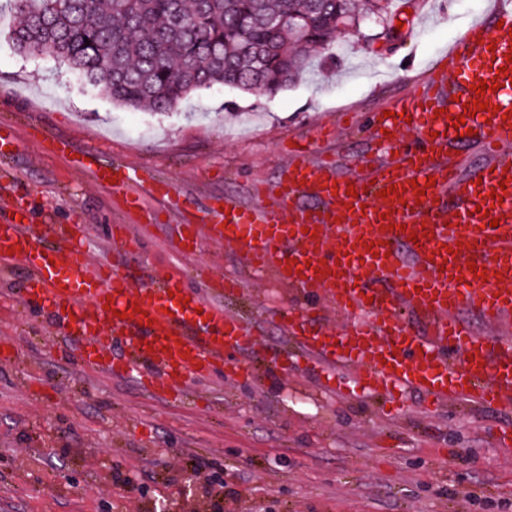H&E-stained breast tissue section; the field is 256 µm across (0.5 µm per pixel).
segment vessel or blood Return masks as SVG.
Returning <instances> with one entry per match:
<instances>
[{"instance_id": "vessel-or-blood-1", "label": "vessel or blood", "mask_w": 512, "mask_h": 512, "mask_svg": "<svg viewBox=\"0 0 512 512\" xmlns=\"http://www.w3.org/2000/svg\"><path fill=\"white\" fill-rule=\"evenodd\" d=\"M495 18V28L469 25L447 61L402 102V115H373L372 145L357 174L337 175L335 159L315 161L297 147L273 188L256 187L257 204L214 197L183 227L182 253L194 252L207 232L239 246L252 269H273L282 283L329 297L348 316L338 333L308 332L311 306L289 311L284 324L329 389L348 373L355 387L395 404L410 392L435 408L512 403V336L503 333L512 326V7ZM482 81L488 89L480 94ZM478 99L488 111L457 127V115ZM476 140L489 159L460 174L450 150ZM94 158L87 150L77 162L98 184L124 189L125 208L145 220L154 213L140 188L174 194L146 168ZM21 214L0 210V266L24 268L25 294L57 317L85 369L136 375L146 393L174 401L190 374L252 378L250 365L224 354L260 338L219 300L170 276L150 273L137 283L112 263L89 265L85 228L33 225ZM463 308L498 335H474L457 316ZM413 318L423 331L411 328Z\"/></svg>"}]
</instances>
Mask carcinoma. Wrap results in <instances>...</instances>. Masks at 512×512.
<instances>
[{"label":"carcinoma","mask_w":512,"mask_h":512,"mask_svg":"<svg viewBox=\"0 0 512 512\" xmlns=\"http://www.w3.org/2000/svg\"><path fill=\"white\" fill-rule=\"evenodd\" d=\"M391 0H9L22 56L48 55L129 108L167 112L215 86L274 93L339 30Z\"/></svg>","instance_id":"1"}]
</instances>
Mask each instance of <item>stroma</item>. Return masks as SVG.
I'll return each instance as SVG.
<instances>
[{
  "label": "stroma",
  "mask_w": 512,
  "mask_h": 512,
  "mask_svg": "<svg viewBox=\"0 0 512 512\" xmlns=\"http://www.w3.org/2000/svg\"><path fill=\"white\" fill-rule=\"evenodd\" d=\"M476 20L492 24L491 0H392L387 22L338 33L286 88L217 86L156 113L113 103L105 85L51 58L20 56L12 15L0 17V126L17 133L0 195L23 196L29 223L84 226L86 263L109 258L124 224L142 248L121 268L194 287L214 273L238 279L224 306L263 339L235 354L256 366L252 380L218 373L190 379L183 402L153 399L133 379L82 371L77 344L56 337L53 315L24 294L25 270L0 269V512H210L218 495L224 512H512V448L498 441L512 433V404L431 410L412 394L388 414L377 397L324 393L319 371L274 361L291 347L281 320L295 289L206 237L181 254L167 201L149 199L159 219L138 224L119 192L29 137L42 128L96 148L101 162L150 168L191 210L213 196L251 204L253 183H274L298 143L355 173L371 112L410 97ZM346 112L353 123L328 138Z\"/></svg>",
  "instance_id": "35a3bbf8"
}]
</instances>
